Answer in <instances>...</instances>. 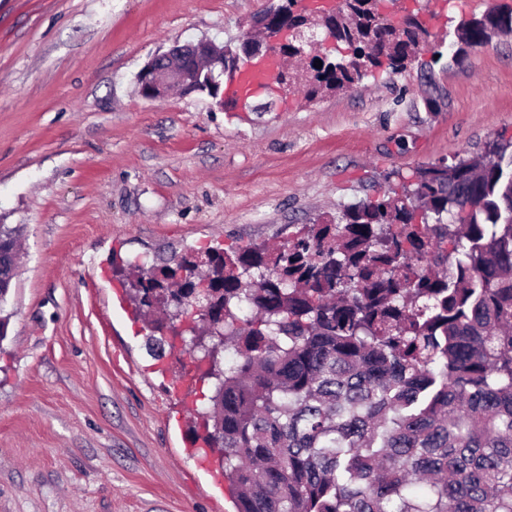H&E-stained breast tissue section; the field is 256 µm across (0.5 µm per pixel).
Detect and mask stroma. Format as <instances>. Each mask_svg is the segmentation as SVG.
<instances>
[{
    "instance_id": "stroma-1",
    "label": "stroma",
    "mask_w": 512,
    "mask_h": 512,
    "mask_svg": "<svg viewBox=\"0 0 512 512\" xmlns=\"http://www.w3.org/2000/svg\"><path fill=\"white\" fill-rule=\"evenodd\" d=\"M279 0H0V224L22 225L0 313V512H234L187 449L213 379L188 336L154 357L112 257L286 242L420 165L512 137V36L459 53L512 0H382L430 32L407 70L307 101L161 100L175 42L238 39ZM512 35V7L496 6L464 20L457 29L459 51L482 46L497 36Z\"/></svg>"
}]
</instances>
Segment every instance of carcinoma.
<instances>
[{
	"label": "carcinoma",
	"instance_id": "carcinoma-1",
	"mask_svg": "<svg viewBox=\"0 0 512 512\" xmlns=\"http://www.w3.org/2000/svg\"><path fill=\"white\" fill-rule=\"evenodd\" d=\"M293 45L308 44L303 0ZM334 52L294 85L314 98L407 68L427 30L381 0H344ZM512 35V7L463 21L459 51ZM20 228L0 224V297ZM195 257L135 266L146 309ZM212 274L234 350L212 430L236 512H512V141L419 167L400 194L304 224ZM249 308L253 316L238 312Z\"/></svg>",
	"mask_w": 512,
	"mask_h": 512
}]
</instances>
